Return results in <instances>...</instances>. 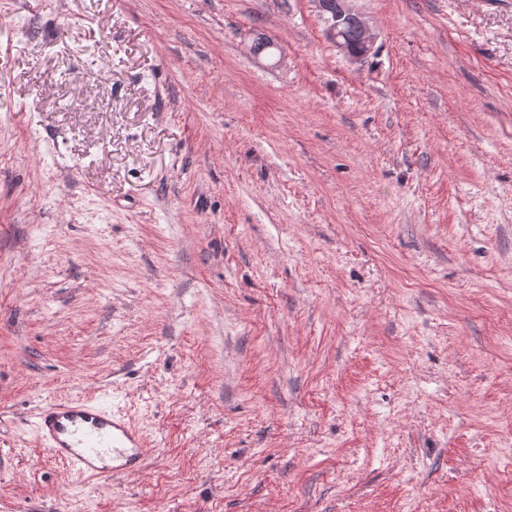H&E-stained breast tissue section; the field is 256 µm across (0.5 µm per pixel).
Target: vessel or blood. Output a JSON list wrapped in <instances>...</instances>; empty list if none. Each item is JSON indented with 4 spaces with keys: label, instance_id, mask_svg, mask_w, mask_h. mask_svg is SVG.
I'll return each mask as SVG.
<instances>
[{
    "label": "vessel or blood",
    "instance_id": "b4317fda",
    "mask_svg": "<svg viewBox=\"0 0 512 512\" xmlns=\"http://www.w3.org/2000/svg\"><path fill=\"white\" fill-rule=\"evenodd\" d=\"M35 431L53 456L86 477L110 476L111 467L101 463L109 453L121 459L122 470L135 471L144 446L125 416L84 400L45 403L37 414Z\"/></svg>",
    "mask_w": 512,
    "mask_h": 512
}]
</instances>
